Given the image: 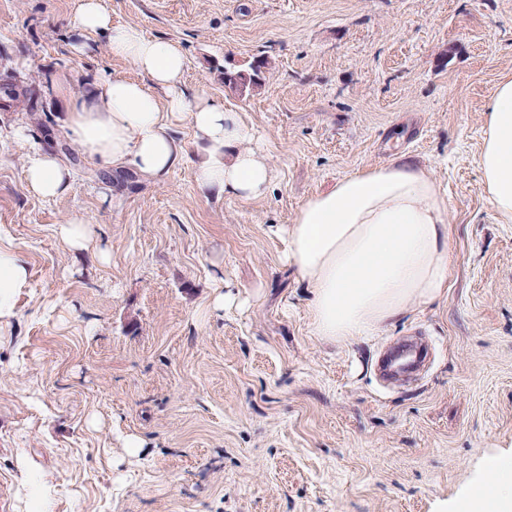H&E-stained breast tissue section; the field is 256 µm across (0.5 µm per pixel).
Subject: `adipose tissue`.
<instances>
[{"label": "adipose tissue", "instance_id": "adipose-tissue-1", "mask_svg": "<svg viewBox=\"0 0 512 512\" xmlns=\"http://www.w3.org/2000/svg\"><path fill=\"white\" fill-rule=\"evenodd\" d=\"M76 27L104 35L113 56L139 72L135 79L95 80L68 105V135L103 168L131 165L144 177L165 179L185 159L174 129L187 119L205 143L206 157L192 170L197 182L242 199L268 191L275 174L254 129L205 93L187 98L177 43L112 24L101 0H77ZM11 134L27 145L28 187L46 200L65 196L69 169L29 143L24 127ZM478 166L493 210L512 221V78L498 84L488 104ZM285 234V260L310 288L311 333L321 341L376 335L410 307L448 295V194L431 170L406 157L358 170L309 197ZM28 286L26 263L0 239V323ZM490 468L498 481L474 486L455 512H512V459L493 458Z\"/></svg>", "mask_w": 512, "mask_h": 512}]
</instances>
